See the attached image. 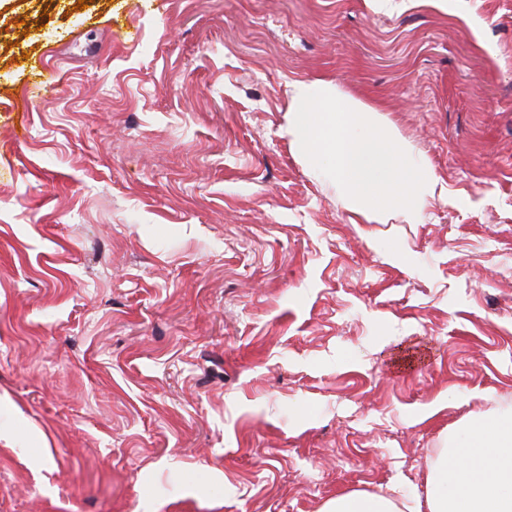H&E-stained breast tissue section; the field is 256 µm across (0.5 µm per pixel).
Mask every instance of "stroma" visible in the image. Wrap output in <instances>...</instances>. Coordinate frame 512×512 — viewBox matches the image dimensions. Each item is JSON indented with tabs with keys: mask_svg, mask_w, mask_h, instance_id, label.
<instances>
[{
	"mask_svg": "<svg viewBox=\"0 0 512 512\" xmlns=\"http://www.w3.org/2000/svg\"><path fill=\"white\" fill-rule=\"evenodd\" d=\"M77 3L0 0V512H427L449 439L512 416V0ZM292 79L447 198L346 211ZM396 504L387 495L351 493L330 500L325 512H396Z\"/></svg>",
	"mask_w": 512,
	"mask_h": 512,
	"instance_id": "35a3bbf8",
	"label": "stroma"
}]
</instances>
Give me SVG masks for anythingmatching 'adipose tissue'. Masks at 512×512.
I'll return each mask as SVG.
<instances>
[{
	"label": "adipose tissue",
	"instance_id": "ef3b65f1",
	"mask_svg": "<svg viewBox=\"0 0 512 512\" xmlns=\"http://www.w3.org/2000/svg\"><path fill=\"white\" fill-rule=\"evenodd\" d=\"M283 129L298 159L343 207L369 224L420 223L447 187L381 112L326 81L289 84ZM428 512H512V419L486 416L449 442L429 471Z\"/></svg>",
	"mask_w": 512,
	"mask_h": 512
}]
</instances>
